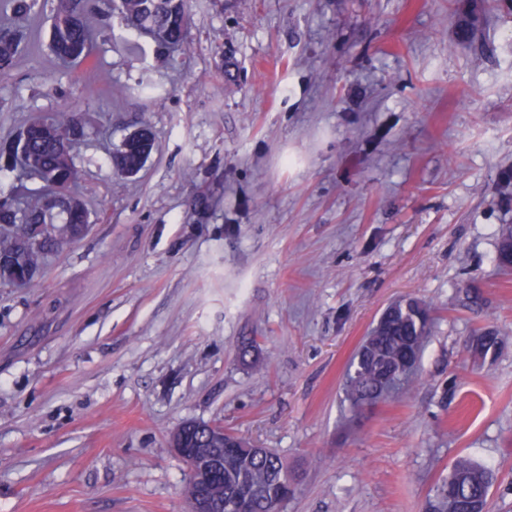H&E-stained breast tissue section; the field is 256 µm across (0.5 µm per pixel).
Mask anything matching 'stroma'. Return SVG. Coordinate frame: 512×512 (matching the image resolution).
Masks as SVG:
<instances>
[{
    "label": "stroma",
    "mask_w": 512,
    "mask_h": 512,
    "mask_svg": "<svg viewBox=\"0 0 512 512\" xmlns=\"http://www.w3.org/2000/svg\"><path fill=\"white\" fill-rule=\"evenodd\" d=\"M188 56L115 27L87 96L40 43L0 80V141L86 111L104 210L0 284V512H186L169 445L218 423L277 451L282 512H422L463 457L512 512V14L486 0H191ZM158 87L139 95L142 80ZM149 126L134 178L111 152ZM434 322L414 382L353 419L344 378L392 303ZM504 342L473 358L471 337ZM254 337L255 365L238 349Z\"/></svg>",
    "instance_id": "35a3bbf8"
}]
</instances>
